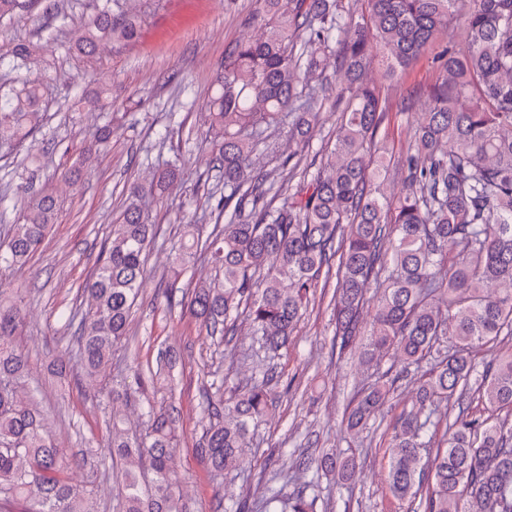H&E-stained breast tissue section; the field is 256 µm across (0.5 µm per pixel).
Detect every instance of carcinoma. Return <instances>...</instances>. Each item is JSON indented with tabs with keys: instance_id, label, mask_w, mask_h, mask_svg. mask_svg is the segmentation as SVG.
Masks as SVG:
<instances>
[{
	"instance_id": "carcinoma-1",
	"label": "carcinoma",
	"mask_w": 512,
	"mask_h": 512,
	"mask_svg": "<svg viewBox=\"0 0 512 512\" xmlns=\"http://www.w3.org/2000/svg\"><path fill=\"white\" fill-rule=\"evenodd\" d=\"M43 0H0V20ZM155 0H113L50 47L86 56L106 43L138 40ZM254 37L224 54L203 104L212 169L223 174L217 218L181 225L165 294L201 320L207 334L232 332L239 309L265 344H288L320 279L336 278L334 346L363 364L390 357L401 372L435 356L420 380L413 409L394 427L387 482L400 502L422 512H512V0H362L360 13H341L336 0H256ZM446 32L436 78L420 111L409 92V143L398 158L399 192L388 190L389 163L376 137L388 98L364 81L374 60L398 85ZM35 48L0 47V67L18 72ZM336 61L335 143L323 165L293 173L288 191L274 189L256 166L271 135L287 129L299 151L309 147L322 113L317 102L327 61ZM44 85L19 78L0 83V154L10 155L40 130ZM103 85L79 103L99 107ZM168 164L149 183L129 187L128 203L112 221L102 258L85 284L89 306L71 347L83 376L99 377L112 352L128 340L134 301L145 284L155 224L146 204L178 182ZM60 203L50 189L23 199L17 222L0 241V268L21 267L48 238ZM214 268L208 283L179 285L193 258ZM0 289V512H97L93 491L70 470L98 457L85 448L68 455L45 431V414L31 385L28 356L17 340L20 304ZM373 302L370 329L363 308ZM172 359L149 375L153 389L173 391ZM278 374L238 388L229 398L206 395L213 422L197 452L216 477L242 468L251 428L272 406ZM386 383L361 391L347 412L356 435L376 421L390 395ZM456 398L457 409L437 416ZM482 409L472 408L473 402ZM443 434H438L440 422ZM107 451L119 464L121 487L112 512H187L175 465L176 419L149 408L144 437L120 420L108 422ZM348 484L357 460L336 453L296 462ZM306 489L266 500L265 512H314Z\"/></svg>"
}]
</instances>
